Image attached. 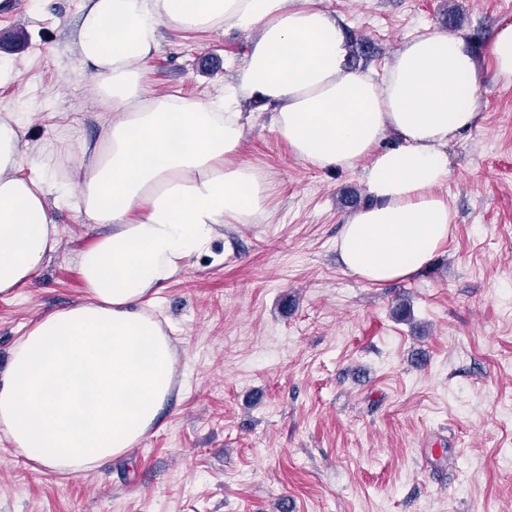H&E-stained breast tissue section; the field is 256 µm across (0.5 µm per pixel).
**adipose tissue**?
Returning a JSON list of instances; mask_svg holds the SVG:
<instances>
[{
  "instance_id": "ef3b65f1",
  "label": "adipose tissue",
  "mask_w": 512,
  "mask_h": 512,
  "mask_svg": "<svg viewBox=\"0 0 512 512\" xmlns=\"http://www.w3.org/2000/svg\"><path fill=\"white\" fill-rule=\"evenodd\" d=\"M163 26L250 33L222 97L149 89ZM72 48L112 113L79 160L32 156L20 118L0 113V294L32 284L60 249V203L104 229L79 256L84 297L33 322L0 371V434L61 475L129 454L158 423L177 357L149 303L219 227L269 211L272 181L237 158L253 120L243 103L270 109L303 161L361 169L370 201L336 249L347 274L381 284L447 242L446 148L476 126L484 82L465 37L440 33L406 41L374 78L321 0H86Z\"/></svg>"
}]
</instances>
